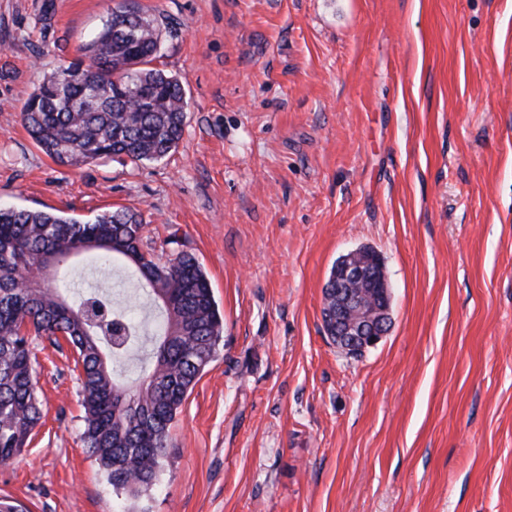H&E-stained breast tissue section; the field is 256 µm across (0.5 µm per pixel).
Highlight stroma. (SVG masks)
<instances>
[{"label":"stroma","instance_id":"35a3bbf8","mask_svg":"<svg viewBox=\"0 0 512 512\" xmlns=\"http://www.w3.org/2000/svg\"><path fill=\"white\" fill-rule=\"evenodd\" d=\"M119 0H0V207L125 208L203 266L224 347L149 495L80 440L70 349L34 342L43 418L0 496L29 512H512V0H127L161 27L184 133L142 164H55L23 102ZM176 242H169V235ZM367 245L391 329L362 356L323 288ZM77 290L131 284L74 260Z\"/></svg>","mask_w":512,"mask_h":512}]
</instances>
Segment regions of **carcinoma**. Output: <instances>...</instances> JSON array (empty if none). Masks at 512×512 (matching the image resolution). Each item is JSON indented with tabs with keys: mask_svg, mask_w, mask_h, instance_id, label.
I'll return each mask as SVG.
<instances>
[{
	"mask_svg": "<svg viewBox=\"0 0 512 512\" xmlns=\"http://www.w3.org/2000/svg\"><path fill=\"white\" fill-rule=\"evenodd\" d=\"M160 43L154 20L116 7L78 48L80 58L44 78L22 105L32 141L56 164L105 159L157 161L182 138L187 101L180 81L151 66ZM92 254L124 261L160 313L148 328L102 288L70 299L59 288L68 262ZM224 315L200 263L165 262L143 250L139 215L119 209L78 220L0 208V459L17 461L43 417L32 336L67 343L80 369L81 440L115 490L153 485L169 429L223 340ZM148 347L140 383L123 380L135 346Z\"/></svg>",
	"mask_w": 512,
	"mask_h": 512,
	"instance_id": "obj_1",
	"label": "carcinoma"
}]
</instances>
